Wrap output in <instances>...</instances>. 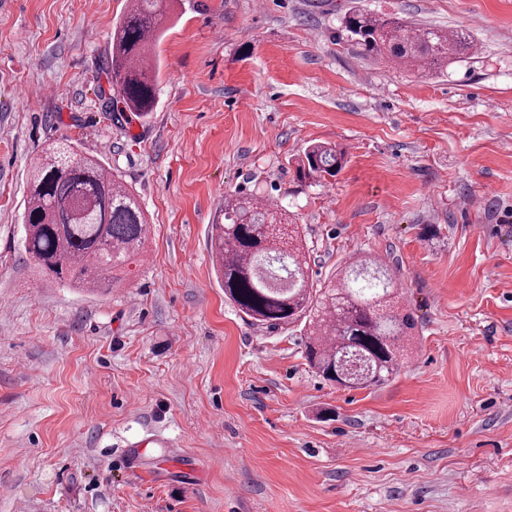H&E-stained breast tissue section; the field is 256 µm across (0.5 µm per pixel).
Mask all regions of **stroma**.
<instances>
[{
	"label": "stroma",
	"instance_id": "35a3bbf8",
	"mask_svg": "<svg viewBox=\"0 0 512 512\" xmlns=\"http://www.w3.org/2000/svg\"><path fill=\"white\" fill-rule=\"evenodd\" d=\"M129 4L0 0V512H512V0H173L144 118L103 67ZM354 9L476 49L430 73L368 58L340 33ZM61 141L148 217L107 293L23 247ZM313 143L347 163L304 184ZM249 193L299 226L320 283L386 262L416 322L386 384L325 382L300 326L227 302L211 226Z\"/></svg>",
	"mask_w": 512,
	"mask_h": 512
}]
</instances>
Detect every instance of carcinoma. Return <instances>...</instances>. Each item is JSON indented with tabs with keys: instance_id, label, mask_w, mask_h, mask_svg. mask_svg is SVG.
<instances>
[{
	"instance_id": "cac0c4a2",
	"label": "carcinoma",
	"mask_w": 512,
	"mask_h": 512,
	"mask_svg": "<svg viewBox=\"0 0 512 512\" xmlns=\"http://www.w3.org/2000/svg\"><path fill=\"white\" fill-rule=\"evenodd\" d=\"M167 0H132L112 31L105 67L125 110L145 116L158 98L157 71L146 63L160 37ZM342 31L366 57L382 56L421 71L474 50L468 33H448L354 10ZM345 153L322 143L299 158L301 181L336 176ZM23 246L43 274L76 288L119 286L118 272L144 254L149 224L136 194L93 157L59 142L31 172ZM308 249L299 231L256 196L224 205L212 225L211 258L227 299L254 325L304 323L306 359L323 379L345 388L381 386L404 359L414 323L400 310L388 266L360 256L320 288L310 281ZM354 357L360 367H347Z\"/></svg>"
}]
</instances>
